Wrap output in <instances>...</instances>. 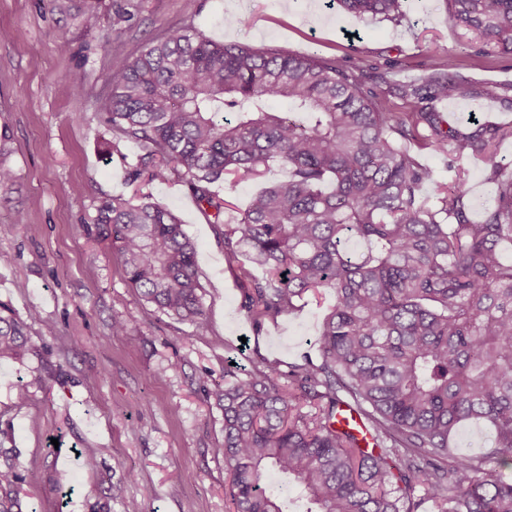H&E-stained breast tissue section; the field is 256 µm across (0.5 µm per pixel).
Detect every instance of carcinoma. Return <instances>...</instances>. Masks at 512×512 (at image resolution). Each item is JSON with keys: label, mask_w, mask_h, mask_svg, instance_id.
Here are the masks:
<instances>
[{"label": "carcinoma", "mask_w": 512, "mask_h": 512, "mask_svg": "<svg viewBox=\"0 0 512 512\" xmlns=\"http://www.w3.org/2000/svg\"><path fill=\"white\" fill-rule=\"evenodd\" d=\"M82 23L101 9L130 22L134 0H84ZM472 34L466 47L512 58V0H446ZM361 19L395 20L403 0H337ZM105 122L142 153L133 179L181 177L220 217L229 202L210 185L286 180L223 221L224 248L242 269L243 308L257 325L295 314L310 293L333 302L310 358L280 369L261 359L224 370L203 391L224 412L231 512H289L294 484L305 512H512V171L496 161L512 121L459 129L436 108L448 92L475 90L452 62L393 87L417 111L393 112L375 86L336 63L246 45L217 44L190 26L145 43L107 74ZM288 100L296 118L270 112ZM448 159L440 181L414 150ZM479 157L496 185L493 208L471 219L466 163ZM432 186V198L422 196ZM94 223L118 252L125 280L163 314L207 325L196 247L179 217L150 193L116 196ZM23 321L0 309V359L27 352ZM348 406L364 431L338 419ZM309 411H304V408ZM469 421L491 429L478 455L451 441ZM283 478L276 493L268 477ZM24 478L0 448V512H23ZM421 491L415 498V491Z\"/></svg>", "instance_id": "cac0c4a2"}]
</instances>
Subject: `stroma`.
<instances>
[{"label":"stroma","mask_w":512,"mask_h":512,"mask_svg":"<svg viewBox=\"0 0 512 512\" xmlns=\"http://www.w3.org/2000/svg\"><path fill=\"white\" fill-rule=\"evenodd\" d=\"M244 13L249 27L225 26ZM190 26L217 43L317 55L368 84L417 80L449 59L479 92L449 94L437 107L466 127L505 114L512 60L465 50L467 34L448 20L446 0H406L398 20L357 19L331 0H144L137 20L103 14L85 29L49 0H0V304L26 320L28 351L0 360V447L15 449L27 512H229L224 416L199 383L224 381L230 364H282L318 357L331 295L255 328L242 306V259L224 249V226L184 183L151 185L197 247L206 328L170 318L128 288L121 264L93 219L105 200L132 197L129 175L141 152L114 140L101 112L106 74L119 59L169 29ZM68 39L70 52L57 48ZM82 85L73 93L70 84ZM26 222L15 225L16 214ZM37 310L39 320L28 318ZM126 333L113 335L114 318ZM98 451L86 469L80 449Z\"/></svg>","instance_id":"obj_1"}]
</instances>
